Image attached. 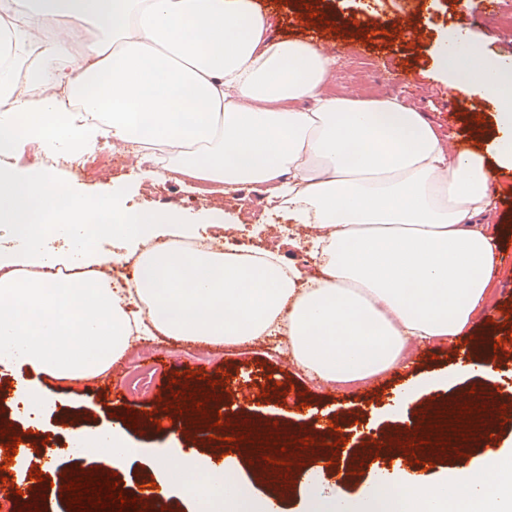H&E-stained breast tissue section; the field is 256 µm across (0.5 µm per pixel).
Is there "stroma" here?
<instances>
[{"instance_id": "stroma-1", "label": "stroma", "mask_w": 512, "mask_h": 512, "mask_svg": "<svg viewBox=\"0 0 512 512\" xmlns=\"http://www.w3.org/2000/svg\"><path fill=\"white\" fill-rule=\"evenodd\" d=\"M366 12L371 23L380 26L397 15L414 16L416 29L412 43L402 44L390 35H382L378 41L368 44L357 39L336 38L323 35L322 41L332 50L336 58L330 87L333 91L371 99L384 95L402 98L418 111L437 117L446 102L441 98L442 86L428 75L431 67V51L439 35L448 27H463L481 42L492 54L504 53L498 41L501 30L495 17L481 14L479 8L464 13L457 9L456 0H365ZM113 165L97 169L96 173L79 172L77 166L57 154L46 159L39 148L26 147L5 159V166L25 171L34 166L46 168L65 188L82 196H101L118 192L126 196L129 205L146 209L166 207L183 212L192 223H201L206 212L215 206L214 196L191 192L181 181L180 175L165 170L159 172L155 181L142 179V165L137 158L122 148L111 151ZM243 199L242 209L236 214L233 227L213 228L214 246L229 242L235 247L250 250L266 249L270 243L259 228L268 224L289 223L287 214L273 215L264 207L258 192L250 187L239 191ZM512 289V264L499 263L487 296L475 314L476 327L469 345L473 354H481L485 345V317L489 310L502 306L500 291ZM286 336H275L273 344L286 343ZM273 344L244 345L236 348L210 345L186 338L155 335L150 338L132 337L123 352L128 368L120 373L105 371L102 375L108 385L118 386L126 398L125 405L114 406L104 395L88 399L83 397V381L45 379V386L56 390H68L81 394L79 406L69 409V418L98 426H111L126 430L130 440L140 447L141 453L133 457L123 470L115 473L122 489L147 483L150 476V449L158 442V431L149 415L162 410L172 394L154 388L156 379L167 376L168 363L180 359L195 376L190 386L202 388L204 381L215 384V393L221 394L224 407H238L243 417L260 421L265 426H276L281 442L294 438L315 436L317 442H331L330 434H314L313 423L305 418L301 405L319 410L327 417L350 424L363 426L365 433L359 441L360 447H368L370 439H390L401 429V422L378 416L377 411L385 405L392 393L410 378L422 373L448 371L457 361L458 345L435 343L431 346H411L406 365L379 374L367 381L346 385L327 383L318 377L303 372L288 352L277 353ZM263 366L272 375L273 383L287 386L288 394L275 395L270 400H256L239 405L235 392L222 386L223 376L237 377L253 367ZM485 401L486 411L482 423L472 438L474 458H482L489 447L512 448V424L500 418V407L512 404V385L492 383L480 376L460 378L438 389L422 395L410 409L411 416L432 411H443L465 404L471 399ZM136 412V421L126 419L127 412ZM44 433L49 436L50 447L58 451L54 461L43 470L44 480L37 483L33 492L40 512H62L66 507L63 484L66 478L89 474L106 477L112 474L109 468L92 459L72 460L67 453V437L59 431L55 416L44 420ZM229 428L223 427L209 432L199 427L193 438L183 440V447L195 450L204 456L225 457L258 496L268 495V475L275 467L250 465L244 454L223 455L217 447L219 438L229 436ZM290 471L294 481V492L284 503L283 512H306L305 488L310 476H318L324 485H335L333 472L324 468L318 452L302 450L298 462Z\"/></svg>"}]
</instances>
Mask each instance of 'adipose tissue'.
<instances>
[{
	"mask_svg": "<svg viewBox=\"0 0 512 512\" xmlns=\"http://www.w3.org/2000/svg\"><path fill=\"white\" fill-rule=\"evenodd\" d=\"M0 154L35 140L78 152L103 140L170 171L283 198L292 220L316 229L322 274H283L280 258L252 263L234 248L182 253L197 225L169 209L141 210L116 194L76 197L50 176L0 169V376L43 419L63 395L42 377L106 370L130 330L243 346L287 326L302 370L329 383L368 380L399 365L411 341L467 336L497 266L499 239L481 222L494 180L512 176V61L488 54L462 28L433 49L432 71L488 115L470 125L472 148L447 150L431 123L395 98L331 94L334 61L299 38H275L249 0H0ZM26 67L27 90L12 76ZM112 215L110 235L129 252L149 240L138 286L92 279L111 262L87 237L94 210ZM55 223L68 249L52 250L36 228ZM79 268L58 281L44 270ZM29 278H22V271ZM478 373L501 381L493 356L457 363L401 385L385 410L400 418L447 379ZM70 452L123 469L138 450L118 428L71 431ZM151 472L167 493L183 490L197 512H274L224 464L175 444ZM393 489L392 497L380 494ZM308 512H512V449L479 466L461 459L431 480L395 470L361 497L325 493L311 477Z\"/></svg>",
	"mask_w": 512,
	"mask_h": 512,
	"instance_id": "1",
	"label": "adipose tissue"
}]
</instances>
